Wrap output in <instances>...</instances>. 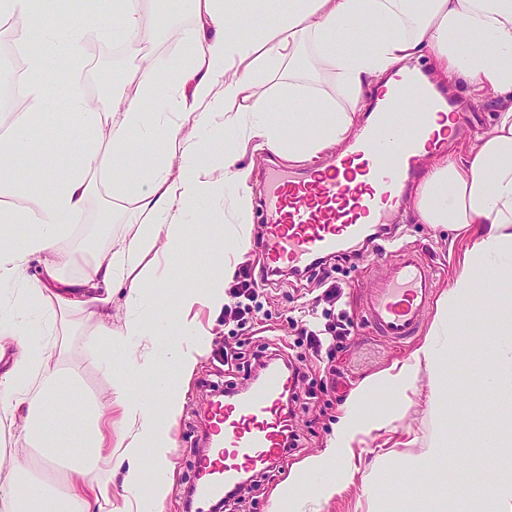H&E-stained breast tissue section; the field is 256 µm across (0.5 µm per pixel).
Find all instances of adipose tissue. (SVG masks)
Returning <instances> with one entry per match:
<instances>
[{
    "instance_id": "1",
    "label": "adipose tissue",
    "mask_w": 512,
    "mask_h": 512,
    "mask_svg": "<svg viewBox=\"0 0 512 512\" xmlns=\"http://www.w3.org/2000/svg\"><path fill=\"white\" fill-rule=\"evenodd\" d=\"M200 33L181 40L164 67L145 61L134 93L89 99L77 82L85 67V28L140 49L145 22L168 27L155 0H112V18L85 26L63 15L40 19L42 0H0V16L24 18L17 46L27 55L31 112L0 134V420H22L25 447L12 451L0 479L7 512H160L168 487L173 431L182 385L210 346L194 312L219 309L228 280L251 247L250 151L314 163L354 130L366 88L432 55L443 78L498 100L493 122L473 148L430 166L413 199L422 223L464 231L451 287L437 302L424 340L404 361L354 391L324 453L290 474L280 506L308 512L310 502L339 493V472L357 467L355 450L376 431H391L428 373V402L439 407L449 369L474 367L497 402L485 436L487 484L456 488L452 498L487 500L488 512H512V0H261L267 18L251 21L242 0H176ZM362 42H351L358 27ZM74 77L63 98L74 134L58 145L70 156L55 174L31 164L40 130L59 118L44 88L54 66ZM284 69L294 112L280 117L259 85ZM336 80L339 98L320 93ZM108 138H101V130ZM129 198L137 214L120 237L101 241L80 259L72 238L99 184ZM31 225L19 236L15 228ZM199 237L201 287L177 286L188 263L186 244ZM39 263V277L28 274ZM122 296L125 318L112 324ZM168 299L176 320L157 314ZM485 326L474 336L472 320ZM91 322L99 360L112 375L108 397L71 403L64 391L77 377L62 362L73 321ZM488 346L489 364L473 351ZM125 355L112 361L113 350ZM147 380L148 394L132 390ZM41 449L44 469L67 459L65 487L26 471L27 448ZM123 470L114 498L112 474ZM315 481L311 496L298 490Z\"/></svg>"
}]
</instances>
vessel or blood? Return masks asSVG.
I'll return each mask as SVG.
<instances>
[{"label": "vessel or blood", "mask_w": 512, "mask_h": 512, "mask_svg": "<svg viewBox=\"0 0 512 512\" xmlns=\"http://www.w3.org/2000/svg\"><path fill=\"white\" fill-rule=\"evenodd\" d=\"M415 101V127L397 130L400 105ZM453 105L447 92L427 87L406 68L373 96L369 122L323 167L305 173L271 165L261 209L269 268L308 265L331 256L346 241L387 224L402 209L423 152L443 146L431 129V112ZM437 275L420 252L397 249L386 275L366 297L365 320L381 336L403 341L415 334L434 299ZM294 380L273 369L247 392L212 398L207 407L208 451L196 463L192 484L202 504L223 495L241 474L268 469L282 453L288 428L284 398Z\"/></svg>", "instance_id": "obj_1"}]
</instances>
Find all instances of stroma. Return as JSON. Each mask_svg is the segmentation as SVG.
<instances>
[{
	"mask_svg": "<svg viewBox=\"0 0 512 512\" xmlns=\"http://www.w3.org/2000/svg\"><path fill=\"white\" fill-rule=\"evenodd\" d=\"M12 32V25L0 17V115L12 111V102L5 98V91L25 75L24 65L17 62ZM86 39L99 45L98 51L86 58L83 75L86 95L96 96L98 77L106 70L113 73L112 91L129 90L139 67L137 54L128 48L118 49L113 43L98 41L92 33L87 34ZM452 92L460 103L458 140L448 147L447 154L455 157L473 143L477 132L488 128L496 102L490 96L472 95L464 84L453 86ZM129 209V203L109 196L106 190L96 191L76 230L78 244H87L92 237L102 240L122 234ZM394 223L399 242L417 249L437 269V292L446 291L463 249L462 240L452 231L421 223L417 213L410 208L398 213ZM345 249L346 256L326 264L330 280L345 287L339 302L326 301L319 278L308 275L298 281L282 280L260 293L253 318L246 325L226 320L220 312L200 311L199 319L211 334L212 345L199 357L182 397V413L174 433L177 446L172 455L163 512H186L187 490L195 475L202 431L201 415L211 397L210 383L231 384L243 391L253 385V369L246 363L238 367L225 365L219 354L221 348L230 346L249 357L261 345L294 342L303 327L324 328L335 322L339 310H346L352 321L351 335L343 349L325 350L319 357L305 359L315 382V396L299 398L293 405L295 425L301 437L298 451L280 460L273 472L254 474L250 484L227 508V512H278L276 493L280 485L293 468L325 450L333 435L336 417L352 389L363 379L407 358L417 347L419 337L395 344L375 334L363 319L364 292L375 279L386 274L389 257L373 249L353 256L354 246L350 243ZM96 349L93 329L89 325H82L70 337L66 361L78 371L80 382L74 391L66 393V400L76 402L91 395L108 393L111 376L95 359ZM334 368L344 373L337 385L331 382L330 371ZM451 385L448 406L441 410L430 408L426 387H419L410 407L397 423L400 434L408 440L407 445L394 449L384 459L376 440H367L362 446L360 472L347 477L344 490L323 501L320 512H436L439 504L437 489L459 483L472 484L473 465L486 459L484 430L478 425L485 414L476 412L475 423L462 432L457 428L456 413L461 404L482 405L486 398L472 372H453ZM441 434L447 435L457 447V454L444 462L420 465L424 449Z\"/></svg>",
	"mask_w": 512,
	"mask_h": 512,
	"instance_id": "35a3bbf8",
	"label": "stroma"
}]
</instances>
